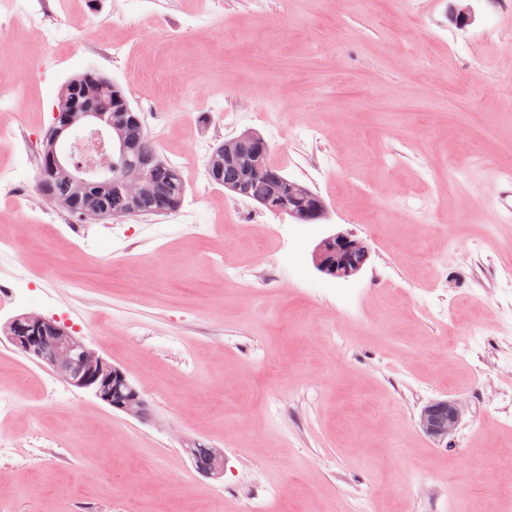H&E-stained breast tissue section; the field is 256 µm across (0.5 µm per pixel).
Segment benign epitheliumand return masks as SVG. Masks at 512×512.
Listing matches in <instances>:
<instances>
[{
  "label": "benign epithelium",
  "instance_id": "1",
  "mask_svg": "<svg viewBox=\"0 0 512 512\" xmlns=\"http://www.w3.org/2000/svg\"><path fill=\"white\" fill-rule=\"evenodd\" d=\"M49 150L46 155L48 171H65L82 186L100 184L125 193L138 202L150 178L152 164L157 154H145L135 164L116 165L114 160L135 149L139 137H129L124 132L112 131V117L70 100L69 111L53 112L52 127L48 131ZM264 156L268 144L260 136L247 131L224 141L215 158L214 172L221 175L222 166L231 165L248 154ZM252 181H270V165L258 161L246 170ZM82 221L100 222L120 217L105 208L78 210ZM369 245L344 232L323 238L313 251L317 270L332 277L353 276L362 265L353 256H369ZM24 318L46 324L48 330L31 336H10L9 342L25 355L51 367L68 384L89 389L94 395L128 417L146 420L150 417L149 403L143 390L129 379L128 372L108 363L88 348L79 338L56 326L53 322L34 314ZM461 407L455 400H437L423 408L418 426L424 434L442 442L453 435L461 422Z\"/></svg>",
  "mask_w": 512,
  "mask_h": 512
}]
</instances>
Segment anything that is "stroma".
Segmentation results:
<instances>
[{
	"mask_svg": "<svg viewBox=\"0 0 512 512\" xmlns=\"http://www.w3.org/2000/svg\"><path fill=\"white\" fill-rule=\"evenodd\" d=\"M52 0L46 21L105 31L121 58L60 52L33 75L39 31L0 47L16 133L0 166L36 175L62 84L91 70L177 162L168 216L73 224L31 191L0 196V325L57 320L125 368L141 422L72 387L0 335V503L12 512H512V0ZM197 27L185 29L190 15ZM483 74L463 80L470 62ZM260 133L272 163L325 201L298 224L212 184L199 146ZM365 240L347 280L311 251ZM463 415L439 443L430 401ZM219 448L208 478L189 448ZM336 244V264L327 258V249ZM369 245L361 239L344 232L331 234L323 238L313 251V261L317 270L332 277L353 276L363 266L353 260V256H369ZM461 416V407L457 401L437 400L423 408L419 415L418 426L428 437L443 442L456 432Z\"/></svg>",
	"mask_w": 512,
	"mask_h": 512,
	"instance_id": "1",
	"label": "stroma"
}]
</instances>
